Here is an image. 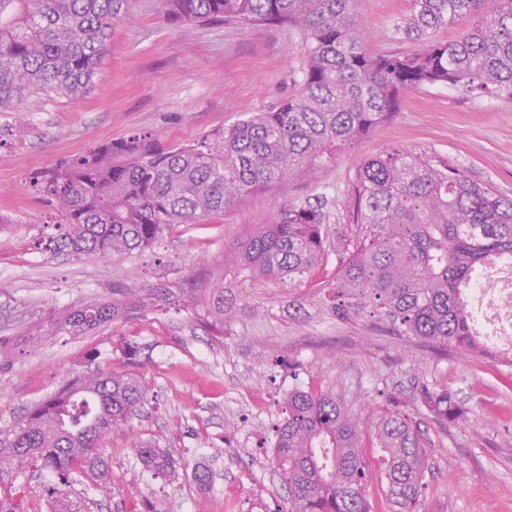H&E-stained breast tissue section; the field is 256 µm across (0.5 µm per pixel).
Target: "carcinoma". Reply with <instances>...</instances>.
Here are the masks:
<instances>
[{
  "label": "carcinoma",
  "instance_id": "carcinoma-1",
  "mask_svg": "<svg viewBox=\"0 0 512 512\" xmlns=\"http://www.w3.org/2000/svg\"><path fill=\"white\" fill-rule=\"evenodd\" d=\"M167 19L277 27L302 38L296 93L193 143L171 146L133 131L94 146L47 172L29 176L55 217L47 249L57 255H125L156 244L171 224H197L224 214L254 191L307 173L368 136L398 112L402 96L432 86L476 89L492 84L512 100V0H414L394 24L410 50L379 52L367 44L355 0H160ZM125 0H0V107L30 96L73 97L92 81ZM468 23L457 39L436 31ZM328 199L284 207L256 224L198 273L172 286L112 289V299L59 312L45 335H86L132 312L165 307L190 315L213 344L224 343L238 313L235 278L267 295L304 287L288 307L311 306L340 320L365 318L370 328L416 340L436 351L453 346L475 358L512 366V357L475 336L462 299L477 271L512 258V200L487 182L432 156L403 149L364 158L348 186L354 233L332 242ZM337 262L327 270L329 252ZM123 369H96L68 382L0 430V468L32 463L57 474L50 512H86L67 491L71 475L104 481L100 449L112 429L137 415L150 386L148 359L128 343ZM440 425L464 410L449 390H420ZM275 428L273 463L288 489L289 512H372L365 431L384 453L391 512H415L428 471V448L408 415L385 409L365 427L335 387L294 386ZM129 451L148 472L176 478L168 448L139 438Z\"/></svg>",
  "mask_w": 512,
  "mask_h": 512
}]
</instances>
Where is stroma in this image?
<instances>
[{"label":"stroma","instance_id":"obj_1","mask_svg":"<svg viewBox=\"0 0 512 512\" xmlns=\"http://www.w3.org/2000/svg\"><path fill=\"white\" fill-rule=\"evenodd\" d=\"M368 43L397 49L395 20L413 0H356ZM301 38L284 30L221 23L166 22L157 0H130L114 24L92 85L71 98L32 96L0 109V336L16 340L0 369V429L87 370H117L125 341L143 347L152 392L137 418L113 430L101 457L110 478L74 476L88 512H133L146 497L171 512H288V492L271 463V428L294 383L334 385L363 418L393 408L420 425L429 448L427 487L416 512H512V368L436 352L371 330L361 319L288 317L262 306L255 283L238 280L239 298L257 304L210 345L185 314L159 311L117 328L58 334L32 345L26 334L61 310L195 272L246 225L268 223L285 205L328 198L331 236L349 233L347 184L359 160L399 147L452 162L512 199V102L490 92L444 86L404 95L399 112L335 161L252 193L223 215L167 228L152 248L121 256H65L46 250L53 218L30 187L31 173L133 131L169 144L262 112L297 90ZM456 393L466 419L440 427L422 406L421 387ZM172 449L181 468H213L210 486L186 474L154 478L129 456L131 436ZM58 477L23 466L0 471V497L21 512H47Z\"/></svg>","mask_w":512,"mask_h":512}]
</instances>
